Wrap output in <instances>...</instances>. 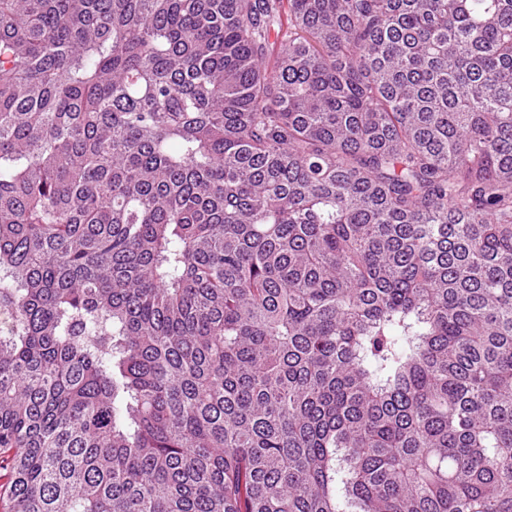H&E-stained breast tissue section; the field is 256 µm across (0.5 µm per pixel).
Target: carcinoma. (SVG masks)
<instances>
[{"mask_svg":"<svg viewBox=\"0 0 512 512\" xmlns=\"http://www.w3.org/2000/svg\"><path fill=\"white\" fill-rule=\"evenodd\" d=\"M2 478L512 512V0H0Z\"/></svg>","mask_w":512,"mask_h":512,"instance_id":"carcinoma-1","label":"carcinoma"}]
</instances>
